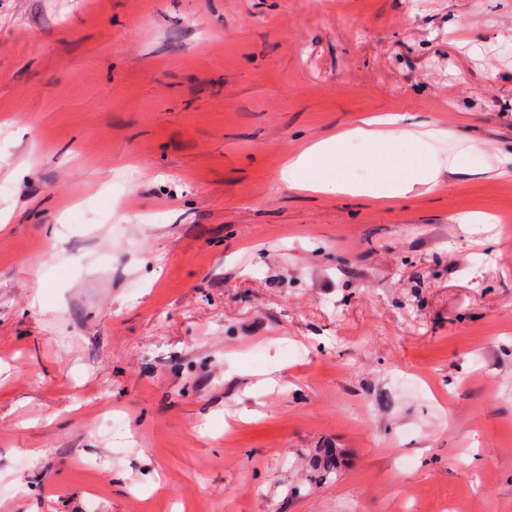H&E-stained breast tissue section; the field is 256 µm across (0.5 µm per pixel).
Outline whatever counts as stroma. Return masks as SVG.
<instances>
[{"label":"stroma","mask_w":512,"mask_h":512,"mask_svg":"<svg viewBox=\"0 0 512 512\" xmlns=\"http://www.w3.org/2000/svg\"><path fill=\"white\" fill-rule=\"evenodd\" d=\"M508 212L512 0H0V512H512ZM409 119L411 117L399 114L361 117L344 132L324 138L287 160L280 178L288 189L359 194L392 204L412 189V183L398 179L395 170L416 155L421 138L408 131L396 136L393 131L383 129H391ZM353 142L363 145L364 152L350 154L347 147ZM326 159L336 160V177L321 181L315 173ZM352 164L376 167L382 175L371 183H354L341 174L344 166Z\"/></svg>","instance_id":"obj_1"}]
</instances>
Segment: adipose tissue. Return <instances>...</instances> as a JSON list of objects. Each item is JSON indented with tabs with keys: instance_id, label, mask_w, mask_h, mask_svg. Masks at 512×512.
Listing matches in <instances>:
<instances>
[{
	"instance_id": "1",
	"label": "adipose tissue",
	"mask_w": 512,
	"mask_h": 512,
	"mask_svg": "<svg viewBox=\"0 0 512 512\" xmlns=\"http://www.w3.org/2000/svg\"><path fill=\"white\" fill-rule=\"evenodd\" d=\"M402 120L399 114L359 118L344 132L324 138L287 160L280 178L288 188L297 191L359 194L386 204L394 203L412 189L411 183L398 179L395 171L416 155L421 144L420 137L414 133H393V126ZM354 142L363 145V153L348 152V145ZM327 159L335 160L340 168L352 164L373 166L381 175L367 184L352 182L341 175L323 181L317 178L316 172Z\"/></svg>"
}]
</instances>
